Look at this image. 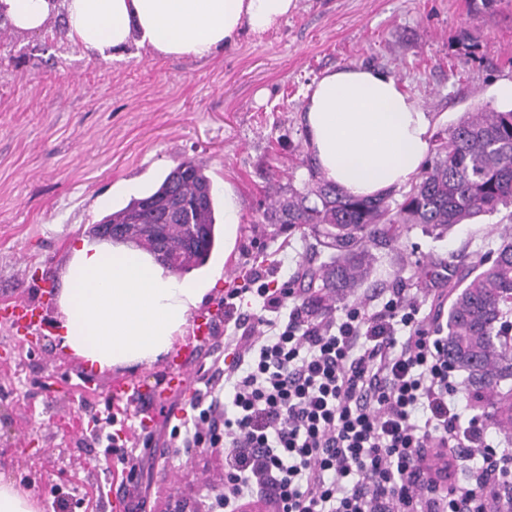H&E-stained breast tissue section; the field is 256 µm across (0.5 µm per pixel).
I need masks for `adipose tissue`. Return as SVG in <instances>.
I'll use <instances>...</instances> for the list:
<instances>
[{
  "label": "adipose tissue",
  "mask_w": 512,
  "mask_h": 512,
  "mask_svg": "<svg viewBox=\"0 0 512 512\" xmlns=\"http://www.w3.org/2000/svg\"><path fill=\"white\" fill-rule=\"evenodd\" d=\"M297 0H0L12 29L41 32L63 15L68 37L107 58L130 45L164 57L205 60L241 34L277 27ZM307 147L323 178L346 194L374 197L413 181L432 137L431 118L388 70L325 72L303 106ZM59 291L62 347L103 371L149 366L185 335L192 312L221 271L179 279L142 250L81 239Z\"/></svg>",
  "instance_id": "adipose-tissue-1"
}]
</instances>
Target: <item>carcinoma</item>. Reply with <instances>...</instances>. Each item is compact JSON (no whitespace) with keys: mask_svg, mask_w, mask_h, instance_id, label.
<instances>
[{"mask_svg":"<svg viewBox=\"0 0 512 512\" xmlns=\"http://www.w3.org/2000/svg\"><path fill=\"white\" fill-rule=\"evenodd\" d=\"M310 185L304 193L277 199L264 214L269 224H284L288 232L323 237L329 261L308 267L292 287L316 318L330 315L336 305L355 297L373 271L369 246L390 247L419 227L440 237L499 214L512 223V109L481 106L435 136L430 158L410 189H392L374 199L347 195L320 176L308 163ZM196 195V207L182 223L207 228L200 253L174 254L166 267L183 274L204 265L215 244L214 186L205 165L184 161L153 191L132 197L123 208L103 218L120 229L112 242L141 247V224L164 222V212L147 201ZM448 289L443 336L448 364L466 373L465 388L475 409H489L493 424L512 435V233L504 230L491 255L454 268Z\"/></svg>","mask_w":512,"mask_h":512,"instance_id":"1","label":"carcinoma"}]
</instances>
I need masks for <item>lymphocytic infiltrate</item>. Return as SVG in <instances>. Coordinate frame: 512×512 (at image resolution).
Returning <instances> with one entry per match:
<instances>
[{"mask_svg":"<svg viewBox=\"0 0 512 512\" xmlns=\"http://www.w3.org/2000/svg\"><path fill=\"white\" fill-rule=\"evenodd\" d=\"M260 266L224 298V361L170 436L224 451L222 512H512V448L462 422L440 332L403 289L310 318Z\"/></svg>","mask_w":512,"mask_h":512,"instance_id":"obj_1","label":"lymphocytic infiltrate"}]
</instances>
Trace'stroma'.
Instances as JSON below:
<instances>
[{
  "label": "stroma",
  "mask_w": 512,
  "mask_h": 512,
  "mask_svg": "<svg viewBox=\"0 0 512 512\" xmlns=\"http://www.w3.org/2000/svg\"><path fill=\"white\" fill-rule=\"evenodd\" d=\"M357 65L390 71L432 118L448 129L482 105L503 108L500 81L512 80V0H297L271 31L246 34L206 61L87 55L54 25L29 34L0 32V303L25 300L49 323L39 343L0 326V478L15 482L52 512H112L99 497L122 480L123 464L97 441L114 379L154 385L167 360L151 366L85 369L56 335V297L73 242L142 191L159 186L179 163H203L216 191L231 189L241 206L232 251L216 244L199 274L222 271V287L190 319L183 345L192 383L168 407L185 412L217 347L224 322L212 312L235 288L238 272L262 262L275 282L329 252L313 237L265 223L273 198L305 191L302 106L324 72ZM499 216L482 217L436 240L413 230L394 248H377L363 293L404 288L420 295L418 270L471 261L496 249ZM209 319L211 339L195 326ZM166 409L147 436L131 434L138 479L127 501L159 512L168 496L211 506L223 489L224 451L173 448Z\"/></svg>",
  "instance_id": "1"
}]
</instances>
